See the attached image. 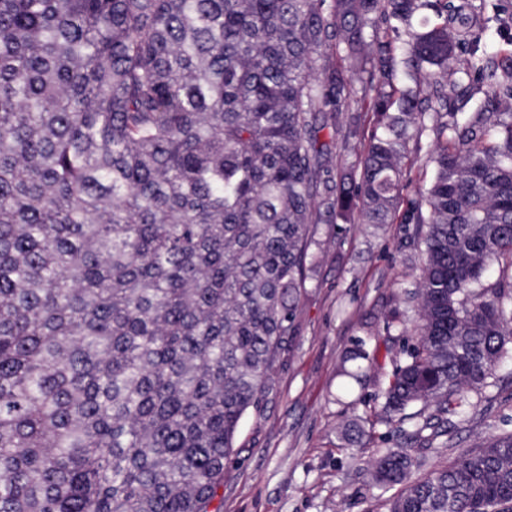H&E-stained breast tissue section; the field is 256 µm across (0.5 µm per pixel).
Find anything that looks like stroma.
Instances as JSON below:
<instances>
[{"instance_id":"1","label":"stroma","mask_w":512,"mask_h":512,"mask_svg":"<svg viewBox=\"0 0 512 512\" xmlns=\"http://www.w3.org/2000/svg\"><path fill=\"white\" fill-rule=\"evenodd\" d=\"M320 261L302 301L298 334L280 359L276 395L263 414H248L236 453L224 463L223 512H389L390 493L369 487L366 473L399 437L381 418L373 382L337 398V371L357 341L374 347L388 312L413 288L417 256L402 252L400 222L352 229L337 238L320 225ZM357 424L361 445L341 432ZM512 431V369L501 367L482 399L457 423L448 444L414 450L425 469L452 465L475 437Z\"/></svg>"}]
</instances>
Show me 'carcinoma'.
Segmentation results:
<instances>
[{
	"instance_id": "obj_1",
	"label": "carcinoma",
	"mask_w": 512,
	"mask_h": 512,
	"mask_svg": "<svg viewBox=\"0 0 512 512\" xmlns=\"http://www.w3.org/2000/svg\"><path fill=\"white\" fill-rule=\"evenodd\" d=\"M499 67L450 0H0V512H222L318 225L403 203L420 275L384 331L412 311L416 342L345 357L398 423L370 483L402 486L389 512H512V433L414 479L410 453L512 364ZM425 172L426 169L422 166L420 160L406 163L403 181L404 188L402 192L405 201L414 198L418 189L429 180L431 175L430 169H427L426 174Z\"/></svg>"
}]
</instances>
